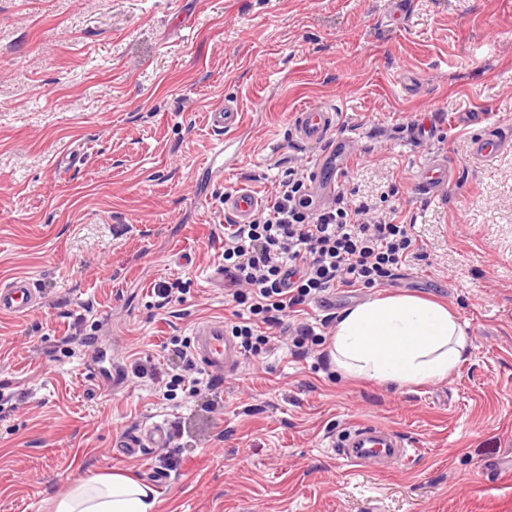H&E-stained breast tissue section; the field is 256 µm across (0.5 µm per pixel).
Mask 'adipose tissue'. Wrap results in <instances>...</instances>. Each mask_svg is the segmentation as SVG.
I'll list each match as a JSON object with an SVG mask.
<instances>
[{
	"label": "adipose tissue",
	"instance_id": "adipose-tissue-1",
	"mask_svg": "<svg viewBox=\"0 0 512 512\" xmlns=\"http://www.w3.org/2000/svg\"><path fill=\"white\" fill-rule=\"evenodd\" d=\"M468 339L447 307L414 296L375 297L344 311L328 349L349 376L404 386L447 379ZM157 493L121 473L81 480L55 502V512H155Z\"/></svg>",
	"mask_w": 512,
	"mask_h": 512
}]
</instances>
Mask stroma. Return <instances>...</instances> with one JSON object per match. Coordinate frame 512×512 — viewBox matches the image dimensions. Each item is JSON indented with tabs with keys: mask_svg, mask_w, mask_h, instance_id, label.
<instances>
[{
	"mask_svg": "<svg viewBox=\"0 0 512 512\" xmlns=\"http://www.w3.org/2000/svg\"><path fill=\"white\" fill-rule=\"evenodd\" d=\"M405 2L395 19L389 0H0V280L43 294L0 315V512H53L75 480L115 472L154 484L157 512H512V151L474 163L461 121L512 123V0ZM307 104L335 109L349 139L338 191L397 209L428 254L384 286L337 290L340 310L432 299L469 353L442 382L350 379L312 305V353L275 341L217 389L167 399L169 343L236 322L211 277L224 199L246 186L266 200L309 172L318 150L291 131ZM225 105L243 114L242 155L197 202L218 139L207 114ZM435 154L454 177L428 198L414 180ZM175 279L181 300L160 304ZM90 337L117 385L86 368ZM145 361L152 375L134 377ZM156 421L171 448L118 453V435ZM359 423L400 432L414 460L346 465L328 438Z\"/></svg>",
	"mask_w": 512,
	"mask_h": 512,
	"instance_id": "1",
	"label": "stroma"
}]
</instances>
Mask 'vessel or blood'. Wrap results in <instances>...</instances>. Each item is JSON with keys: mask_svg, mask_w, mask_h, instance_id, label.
Returning a JSON list of instances; mask_svg holds the SVG:
<instances>
[{"mask_svg": "<svg viewBox=\"0 0 512 512\" xmlns=\"http://www.w3.org/2000/svg\"><path fill=\"white\" fill-rule=\"evenodd\" d=\"M208 119L217 130H234L243 122L240 112L222 107L209 112ZM335 112L322 105H306L293 114L292 130L295 140L301 144L316 145L321 149L309 173L314 189L330 195L336 191V175L346 166L349 153L345 138L333 136ZM512 149V127L499 125L484 133L470 137L468 152L472 159L490 162L498 154ZM451 179L449 167L440 159H430L420 169L416 188L420 194L438 196L441 187ZM224 205L236 223L251 221L261 206L260 198L249 188L242 187L227 196ZM39 291L34 280L17 276L0 284V313L17 317L27 315L36 305ZM194 352L203 365L210 370L225 374L236 373L241 364V350L230 335L223 321L204 320L194 328ZM172 436L166 424L155 423L141 434H127L120 440L124 455L139 454L145 448H167ZM337 456L350 464L368 461L385 465L391 462L408 463L413 459L410 444L387 428L358 424L348 427L330 442Z\"/></svg>", "mask_w": 512, "mask_h": 512, "instance_id": "b4317fda", "label": "vessel or blood"}]
</instances>
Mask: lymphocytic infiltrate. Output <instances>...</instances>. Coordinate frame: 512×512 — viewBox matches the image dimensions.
Returning <instances> with one entry per match:
<instances>
[{"instance_id":"lymphocytic-infiltrate-1","label":"lymphocytic infiltrate","mask_w":512,"mask_h":512,"mask_svg":"<svg viewBox=\"0 0 512 512\" xmlns=\"http://www.w3.org/2000/svg\"><path fill=\"white\" fill-rule=\"evenodd\" d=\"M424 258L410 225L365 204L350 207L341 192L314 206L302 176L289 172L269 207L227 227L224 285L243 313L232 333L244 356L257 357L271 342L270 330H290L297 355H304L316 334L309 324L292 325L293 314L342 287L385 284L407 262Z\"/></svg>"}]
</instances>
